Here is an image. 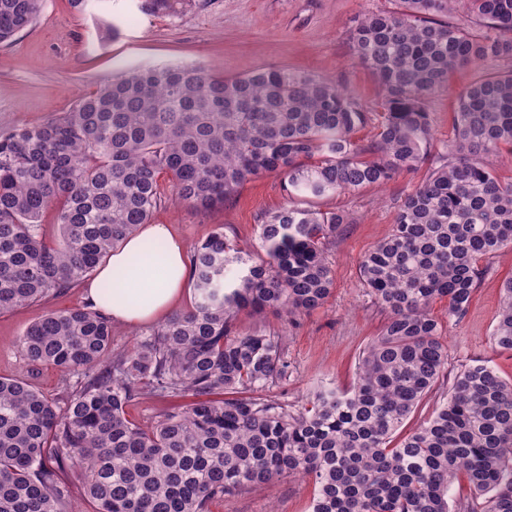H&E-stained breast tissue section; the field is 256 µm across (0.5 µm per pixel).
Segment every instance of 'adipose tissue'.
<instances>
[{"instance_id": "ef3b65f1", "label": "adipose tissue", "mask_w": 512, "mask_h": 512, "mask_svg": "<svg viewBox=\"0 0 512 512\" xmlns=\"http://www.w3.org/2000/svg\"><path fill=\"white\" fill-rule=\"evenodd\" d=\"M161 244L165 275L155 279L144 263L145 250ZM187 248L166 224L141 225L123 244L113 250L87 285L95 308L126 325L151 322L164 314L178 299L189 280ZM110 281L111 292L101 295L99 284Z\"/></svg>"}]
</instances>
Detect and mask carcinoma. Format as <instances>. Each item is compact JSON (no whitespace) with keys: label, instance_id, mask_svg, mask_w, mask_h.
<instances>
[{"label":"carcinoma","instance_id":"obj_1","mask_svg":"<svg viewBox=\"0 0 512 512\" xmlns=\"http://www.w3.org/2000/svg\"><path fill=\"white\" fill-rule=\"evenodd\" d=\"M189 0H142L174 12ZM41 0H0V43L32 25ZM354 58L383 97L377 133L356 96L322 77L262 68L219 78L200 65L112 75L67 112L0 132V311L72 288L149 223L160 177L205 212L245 181L274 173L291 204L263 218L264 256L244 257L219 227L191 254L193 303L149 337L112 352V321L90 308L50 309L18 347L49 363L63 395L0 377V512H74L68 473L93 512H208L224 495L283 476L314 482L312 512H512V381L474 360L448 381L415 431L391 438L447 377L448 299L460 320L512 245V182L492 157L512 148V70L487 71L456 94L448 142L434 143L428 103L460 66L512 56V0H396L350 31ZM428 164L391 233L359 263L386 312L345 390L291 410L268 392L288 376L282 336L237 325L242 313L282 321L334 290L326 241L345 212L312 200L382 186ZM54 208L60 232L40 234ZM512 353V277L491 333ZM141 396L183 402L143 424ZM465 492L455 495V482Z\"/></svg>","mask_w":512,"mask_h":512}]
</instances>
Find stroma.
Listing matches in <instances>:
<instances>
[{
  "label": "stroma",
  "mask_w": 512,
  "mask_h": 512,
  "mask_svg": "<svg viewBox=\"0 0 512 512\" xmlns=\"http://www.w3.org/2000/svg\"><path fill=\"white\" fill-rule=\"evenodd\" d=\"M140 5L141 0H100L93 11L81 13L70 0H42L33 26L0 43V131L68 111L78 96L122 70L182 63L228 78L265 67L305 71L346 84L369 108L379 107L382 90L353 59L349 32L364 13L391 8V0H189L175 15L146 14ZM510 68L512 56L458 68L448 89L429 103L436 139L445 141L451 135L458 91L480 70ZM424 175L420 168L381 187L317 200V208L344 211L349 219L326 245L333 294L323 307L288 326L273 314L241 319L244 327H265L283 336L288 378L273 388L272 398L297 410L316 391L350 383L384 318L359 284V261L390 234L402 199ZM287 203L281 180L272 173L246 181L224 205L202 214L166 193L150 221L170 225L190 247L220 228L239 247L255 252L263 217ZM510 277L512 248H506L493 258L492 270L474 292L464 318L449 321L447 300L434 303V315L448 324L449 373L482 358L492 360L500 376L512 381V354L495 350L491 340L502 283ZM88 302L80 285L50 304L0 314V377H24L48 397H60L57 369L29 365L17 341L46 308L71 309ZM313 495L311 481L285 476L216 500L210 512H311Z\"/></svg>",
  "instance_id": "1"
}]
</instances>
